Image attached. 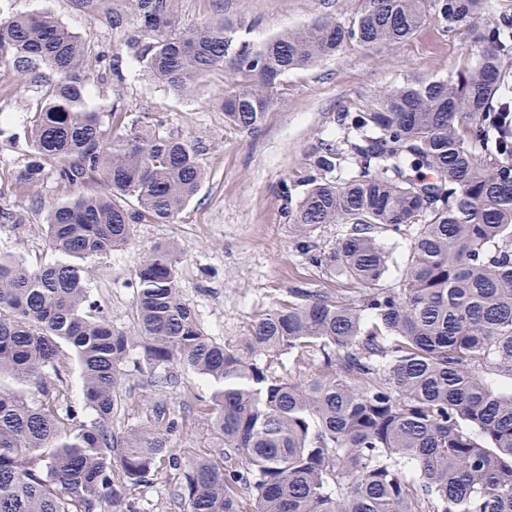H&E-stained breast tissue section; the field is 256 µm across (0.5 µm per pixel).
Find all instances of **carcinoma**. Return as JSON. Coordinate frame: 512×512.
I'll return each mask as SVG.
<instances>
[{
	"label": "carcinoma",
	"mask_w": 512,
	"mask_h": 512,
	"mask_svg": "<svg viewBox=\"0 0 512 512\" xmlns=\"http://www.w3.org/2000/svg\"><path fill=\"white\" fill-rule=\"evenodd\" d=\"M487 0H363L358 18H332L254 48L224 20L180 37L170 0H131L140 37L135 56L151 75L188 95L214 70L234 87L221 108L245 130L263 122L290 71L316 66L347 43L408 39L433 15L455 37L470 20L473 64L446 78L407 81L339 116L343 140L317 151L311 176L286 208L300 247L317 267L338 270L362 299L294 290V300L255 321L244 348L215 342L179 291L175 252L157 248L134 273L139 335L126 336L94 308L99 264L126 247L135 224H165L196 193L203 171L186 139L133 122L104 143L101 116L87 109L94 84L81 38L46 12L20 11L0 25V63L56 80L25 137L27 162L14 175L29 191L45 165L95 193L55 206L47 235L56 258L35 268L0 254V377L61 379L62 347L74 354L85 408L55 386L29 400L0 387V512H97L110 501L138 512L124 488L167 458L174 421L165 402L143 427L115 436L132 348L136 372L161 390L174 368L211 380L197 406L221 439L224 471L200 458L182 473L176 504L187 512H512V391L485 374L512 375V99L501 92L512 58V14L485 13ZM342 224L336 246L310 241ZM410 237L401 284L378 235ZM293 355L319 367L302 381L272 369ZM119 460L121 478L115 477Z\"/></svg>",
	"instance_id": "cac0c4a2"
}]
</instances>
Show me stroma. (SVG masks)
Returning <instances> with one entry per match:
<instances>
[{
	"mask_svg": "<svg viewBox=\"0 0 512 512\" xmlns=\"http://www.w3.org/2000/svg\"><path fill=\"white\" fill-rule=\"evenodd\" d=\"M179 33L225 19L239 40L259 47L280 33L319 17L353 24L362 0H171ZM19 11L47 12L77 33L88 46L84 61L94 78L89 104L126 121L156 124L160 134L183 137L198 150L204 178L185 208L167 224H138L131 243L115 252L99 269L93 293L117 331L138 333L136 294L131 286L142 257L169 245L179 258L182 295L207 336L238 347L262 315L303 288L336 294L348 282L330 270L312 266L297 246L294 225L284 211L288 199H300L301 181L315 150L341 140L339 112L353 111L407 79L442 77L470 62L474 51L465 34L448 39L436 21L409 39L372 48L349 43L319 65L285 75L273 94L264 123L248 131L228 123L220 102L231 88L224 71L201 79L197 90L182 96L155 81L143 62L129 54L126 42L137 22L128 0H102L89 11L77 0H0V24ZM122 59L121 76L108 61ZM52 74L44 68L17 75L0 64V253L21 257L29 265L51 261L46 235L49 212L57 203L86 193L83 185L62 181L54 165H46L40 183L17 192L13 176L25 161L24 133L40 106ZM125 400L112 419L121 435L143 425L154 401L165 400L176 428L169 450L181 464L199 457L221 461L222 445L199 412H187L191 395H210L201 376L180 372V385L165 392L144 384L134 365H127ZM178 484L172 472L159 470L147 483L132 486L128 496L139 512H172Z\"/></svg>",
	"mask_w": 512,
	"mask_h": 512,
	"instance_id": "35a3bbf8",
	"label": "stroma"
}]
</instances>
